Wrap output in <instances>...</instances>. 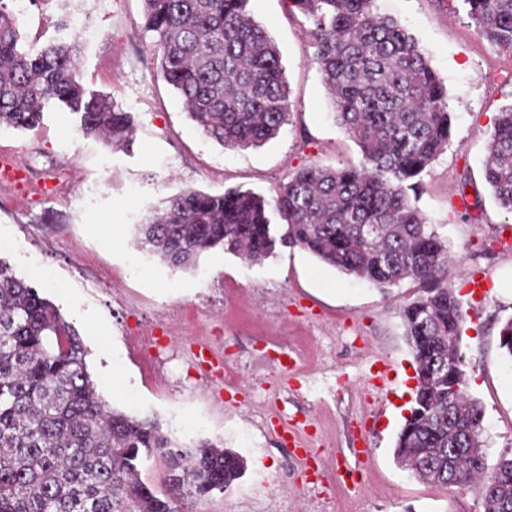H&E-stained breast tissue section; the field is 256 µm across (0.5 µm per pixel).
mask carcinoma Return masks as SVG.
I'll list each match as a JSON object with an SVG mask.
<instances>
[{
	"mask_svg": "<svg viewBox=\"0 0 512 512\" xmlns=\"http://www.w3.org/2000/svg\"><path fill=\"white\" fill-rule=\"evenodd\" d=\"M154 60L188 118L223 147L258 148L289 123L280 51L250 0H142ZM309 25L311 62L334 118L360 159L306 164L266 196L238 187L184 189L136 225L137 245L193 271L221 247L246 263L297 247L382 290L414 283L400 315L418 364L414 405L395 457L422 481L470 490L485 512H512V456L491 472L470 452L483 410L468 393L459 343L466 311L451 284L454 257L416 205L421 175L448 147V91L416 39L375 11V0H286ZM481 35L512 47V0H464ZM0 0V128L37 126L56 99L79 116L76 133L130 145L131 113L86 90L70 44L37 54ZM483 178L512 214V105L495 118ZM74 326L0 258V512H180L224 491L244 471L238 454L179 445L151 418L109 406L88 372ZM167 464L162 490L142 478Z\"/></svg>",
	"mask_w": 512,
	"mask_h": 512,
	"instance_id": "carcinoma-1",
	"label": "carcinoma"
}]
</instances>
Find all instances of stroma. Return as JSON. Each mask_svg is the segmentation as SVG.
Returning <instances> with one entry per match:
<instances>
[{
  "mask_svg": "<svg viewBox=\"0 0 512 512\" xmlns=\"http://www.w3.org/2000/svg\"><path fill=\"white\" fill-rule=\"evenodd\" d=\"M419 42L448 88L452 136L423 173L418 205L458 261L454 289L467 313L460 342L469 393L483 410L486 462L512 453V359L500 329L512 318V216L482 178L494 118L512 103V49L478 34L464 0H375ZM98 38L84 39L50 0L18 21L38 52L75 44L84 86L130 112L134 141L114 149L76 136L78 117L52 100L35 128L0 129L36 188L66 173L64 193L31 205L0 185V251L77 329L88 369L111 407L159 421L184 446L223 445L245 462L195 512H484L472 492L400 469L394 452L412 402L416 362L399 315L412 284L383 292L298 248L248 265L222 249L197 270H175L135 244L134 226L180 190L270 193L313 161L354 162L310 61L308 26L285 0H251L276 42L291 120L259 148H227L194 128L176 91L151 68L142 0H85ZM103 194L74 206L85 182ZM487 292L472 293L470 278ZM390 365L388 380L376 379ZM236 379L224 380L225 369Z\"/></svg>",
  "mask_w": 512,
  "mask_h": 512,
  "instance_id": "obj_1",
  "label": "stroma"
}]
</instances>
